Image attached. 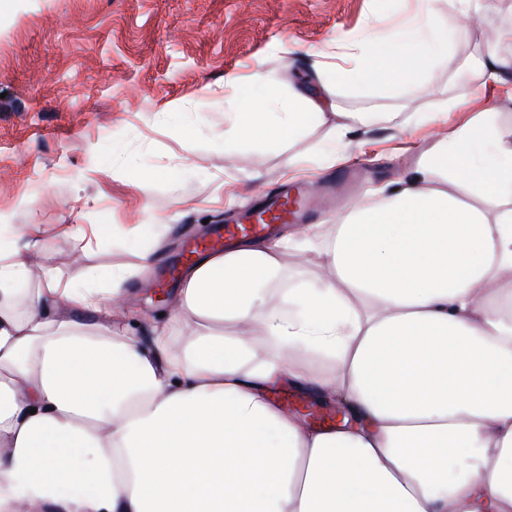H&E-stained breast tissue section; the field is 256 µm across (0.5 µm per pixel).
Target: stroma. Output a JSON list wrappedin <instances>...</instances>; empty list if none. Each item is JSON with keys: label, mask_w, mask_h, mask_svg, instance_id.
Wrapping results in <instances>:
<instances>
[{"label": "stroma", "mask_w": 512, "mask_h": 512, "mask_svg": "<svg viewBox=\"0 0 512 512\" xmlns=\"http://www.w3.org/2000/svg\"><path fill=\"white\" fill-rule=\"evenodd\" d=\"M420 10L419 0H11L0 13V235L34 225V259H49L67 279L89 267L135 270L113 322L132 327L125 310L133 307L162 323L174 288L154 293L156 271L139 270L146 241L176 259L225 209L350 164L369 168L356 194L370 203L473 113L499 112L512 130V73L487 84L472 65L489 30L501 53H512V5L492 0L485 19L440 14L442 37L426 50L441 62L413 94L345 86L336 113L292 145H225L228 78L258 71L282 95L317 87L336 45L369 28L392 35ZM447 98L460 99V110L432 120ZM346 112L370 118L347 127ZM330 141L337 161L324 168L319 151ZM65 224H145L149 238L86 247L62 233Z\"/></svg>", "instance_id": "35a3bbf8"}]
</instances>
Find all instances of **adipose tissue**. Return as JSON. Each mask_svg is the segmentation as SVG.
<instances>
[{
  "mask_svg": "<svg viewBox=\"0 0 512 512\" xmlns=\"http://www.w3.org/2000/svg\"><path fill=\"white\" fill-rule=\"evenodd\" d=\"M423 0L375 50L347 45L320 93H269L224 140L282 145L330 93L414 89L437 64L441 8ZM29 227L0 238V512H512V137L484 110L423 152L417 176L300 240H245L184 272L150 348L113 325L130 272L64 279L33 264ZM318 251L322 285H285L283 259ZM192 333L179 340L182 325ZM349 403L307 426L276 383Z\"/></svg>",
  "mask_w": 512,
  "mask_h": 512,
  "instance_id": "obj_1",
  "label": "adipose tissue"
}]
</instances>
